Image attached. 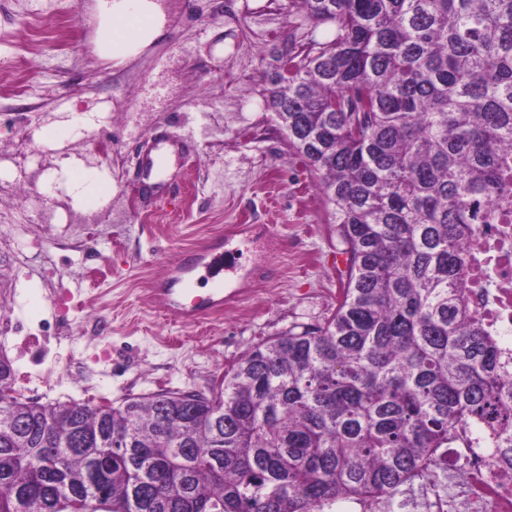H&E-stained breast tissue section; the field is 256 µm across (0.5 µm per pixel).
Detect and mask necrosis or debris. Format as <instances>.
I'll return each instance as SVG.
<instances>
[{
  "label": "necrosis or debris",
  "mask_w": 512,
  "mask_h": 512,
  "mask_svg": "<svg viewBox=\"0 0 512 512\" xmlns=\"http://www.w3.org/2000/svg\"><path fill=\"white\" fill-rule=\"evenodd\" d=\"M470 249V305L504 351H512V205L479 227ZM481 426L452 444L447 470L426 472L409 488L412 512H512V463Z\"/></svg>",
  "instance_id": "obj_1"
}]
</instances>
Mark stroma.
Segmentation results:
<instances>
[{
    "mask_svg": "<svg viewBox=\"0 0 512 512\" xmlns=\"http://www.w3.org/2000/svg\"><path fill=\"white\" fill-rule=\"evenodd\" d=\"M94 5L0 0V355L45 405L207 390L253 344L322 323L343 258L317 178L267 106L277 51L325 36L300 5L164 0L163 36L122 64L95 51ZM88 131L111 139L118 166L90 163ZM67 157L52 196L14 191ZM62 208L94 217V235L61 246L47 218ZM32 238L51 274L24 254ZM228 238L244 250L238 297L174 319L152 282L203 251L191 286L215 285Z\"/></svg>",
    "mask_w": 512,
    "mask_h": 512,
    "instance_id": "35a3bbf8",
    "label": "stroma"
}]
</instances>
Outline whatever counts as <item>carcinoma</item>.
Instances as JSON below:
<instances>
[{
  "mask_svg": "<svg viewBox=\"0 0 512 512\" xmlns=\"http://www.w3.org/2000/svg\"><path fill=\"white\" fill-rule=\"evenodd\" d=\"M269 103L346 255L336 309L250 347L209 393L43 405L0 358V512H318L395 499L512 376L467 296L474 204L512 196V0H300ZM60 456L65 466L56 464Z\"/></svg>",
  "mask_w": 512,
  "mask_h": 512,
  "instance_id": "carcinoma-1",
  "label": "carcinoma"
}]
</instances>
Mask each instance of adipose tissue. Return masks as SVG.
Masks as SVG:
<instances>
[{
    "label": "adipose tissue",
    "mask_w": 512,
    "mask_h": 512,
    "mask_svg": "<svg viewBox=\"0 0 512 512\" xmlns=\"http://www.w3.org/2000/svg\"><path fill=\"white\" fill-rule=\"evenodd\" d=\"M95 10L98 49L120 62L158 39L165 26L158 0H97ZM127 24L134 29L129 36L122 31Z\"/></svg>",
    "instance_id": "adipose-tissue-1"
}]
</instances>
